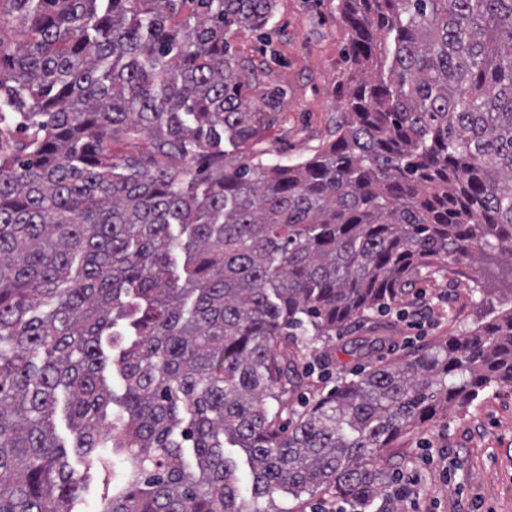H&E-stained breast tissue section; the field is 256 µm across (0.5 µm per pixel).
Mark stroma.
Listing matches in <instances>:
<instances>
[{
  "label": "stroma",
  "mask_w": 512,
  "mask_h": 512,
  "mask_svg": "<svg viewBox=\"0 0 512 512\" xmlns=\"http://www.w3.org/2000/svg\"><path fill=\"white\" fill-rule=\"evenodd\" d=\"M347 43L348 31L328 0H278L276 27L266 44L256 32L233 31L238 57L269 65L266 85L282 91L261 149L299 161L330 140L342 107ZM511 266L502 255L493 268L483 261H448L411 277L390 310L337 332L317 389L293 394L291 403L312 402L375 365L401 361L512 311V278L506 274ZM361 336L384 342L359 356L351 348ZM436 452L441 464L424 465L423 457ZM382 467L390 481L417 480L421 512H512V387L490 391L467 412L449 410L401 436Z\"/></svg>",
  "instance_id": "stroma-1"
}]
</instances>
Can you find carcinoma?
<instances>
[{"mask_svg": "<svg viewBox=\"0 0 512 512\" xmlns=\"http://www.w3.org/2000/svg\"><path fill=\"white\" fill-rule=\"evenodd\" d=\"M276 2L0 0V512H75L93 477L98 512L326 490L395 512L390 444L512 386L511 311L289 401L416 268L512 258V0H336L334 138L229 167L279 103L232 27L273 29ZM225 456L237 462L238 470L242 472L240 479L241 496L246 504L251 501V476L246 457L240 448H225Z\"/></svg>", "mask_w": 512, "mask_h": 512, "instance_id": "obj_1", "label": "carcinoma"}]
</instances>
